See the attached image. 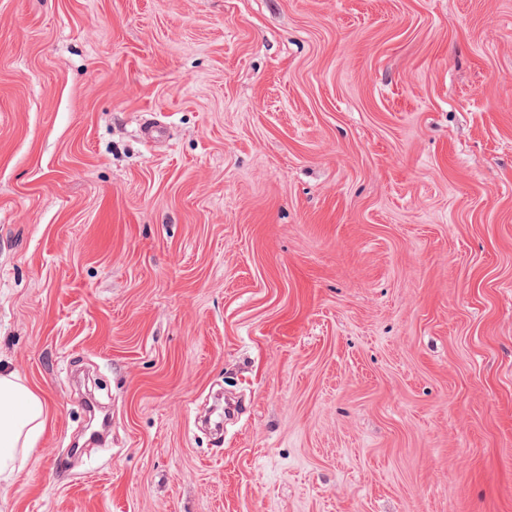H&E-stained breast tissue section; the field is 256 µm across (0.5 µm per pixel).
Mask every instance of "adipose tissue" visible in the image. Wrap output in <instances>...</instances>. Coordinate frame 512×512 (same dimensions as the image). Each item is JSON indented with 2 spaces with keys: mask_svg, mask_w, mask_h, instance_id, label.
<instances>
[{
  "mask_svg": "<svg viewBox=\"0 0 512 512\" xmlns=\"http://www.w3.org/2000/svg\"><path fill=\"white\" fill-rule=\"evenodd\" d=\"M49 421L42 395L16 373L0 371V485L14 484Z\"/></svg>",
  "mask_w": 512,
  "mask_h": 512,
  "instance_id": "adipose-tissue-1",
  "label": "adipose tissue"
}]
</instances>
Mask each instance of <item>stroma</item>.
Wrapping results in <instances>:
<instances>
[{
	"label": "stroma",
	"mask_w": 512,
	"mask_h": 512,
	"mask_svg": "<svg viewBox=\"0 0 512 512\" xmlns=\"http://www.w3.org/2000/svg\"><path fill=\"white\" fill-rule=\"evenodd\" d=\"M2 368L0 512H512V0H0ZM49 421L42 395L16 373L0 371V485L14 484Z\"/></svg>",
	"instance_id": "35a3bbf8"
}]
</instances>
